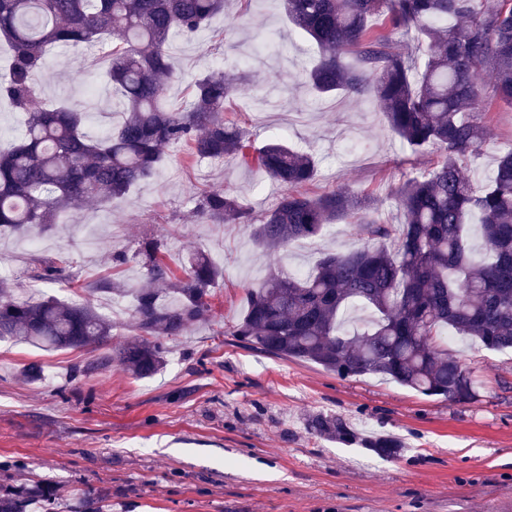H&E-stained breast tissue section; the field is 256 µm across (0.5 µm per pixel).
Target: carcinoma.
Segmentation results:
<instances>
[{
    "label": "carcinoma",
    "instance_id": "cac0c4a2",
    "mask_svg": "<svg viewBox=\"0 0 512 512\" xmlns=\"http://www.w3.org/2000/svg\"><path fill=\"white\" fill-rule=\"evenodd\" d=\"M296 33L317 53L304 86L318 97L369 95L389 133L412 153L439 149L423 172L391 191L401 224L372 216L369 198L341 187L302 191L315 179L312 152L270 140L251 151L249 132L224 118V100L240 75L208 69L197 76L191 101L164 108L160 96L175 78L168 45L173 35L196 36L224 13V0H0V36L12 47L0 96L27 112L23 136L0 151V227L56 224L84 204L110 202L154 175L166 147L181 144L195 158L253 165L283 187L260 220L222 190L199 194L195 213L244 224L261 249L274 253L314 239L339 221H352L361 247L326 253L304 274H269L246 289L230 335L279 358L308 361L342 378L379 375L425 396L468 404L478 394L472 372L448 351L443 330H455L490 351L512 349V147L500 150L488 182L464 174L478 157L485 127L478 116L482 73L493 95L512 106V0H281ZM384 19L387 32L372 27ZM112 36L105 56L112 89L122 98L121 121L93 138L86 114L68 104L34 108V75L52 47L94 48ZM409 37L423 65L395 51ZM276 30L256 35L273 51ZM479 215L481 258L473 256L466 217ZM150 285L126 288L110 280L97 289L130 295L138 338L107 355L131 375L149 379L166 362L163 340L205 320L210 290L224 272L192 252L177 277L154 238L139 242ZM373 314L350 330L352 311ZM112 323L88 303L53 297L19 299L0 287V339L45 350L102 348ZM308 429L395 459L392 434L361 437L339 416L317 413ZM51 484L34 482L0 492V512H27L28 502L52 500Z\"/></svg>",
    "mask_w": 512,
    "mask_h": 512
}]
</instances>
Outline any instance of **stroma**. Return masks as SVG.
I'll return each instance as SVG.
<instances>
[{"instance_id": "obj_1", "label": "stroma", "mask_w": 512, "mask_h": 512, "mask_svg": "<svg viewBox=\"0 0 512 512\" xmlns=\"http://www.w3.org/2000/svg\"><path fill=\"white\" fill-rule=\"evenodd\" d=\"M280 31L279 51L256 54L259 30ZM169 51L177 78L165 105L191 99V84L209 68L241 71L224 115L240 120L261 148L278 133L289 145L313 150L319 162L310 192L347 187L367 194L380 218L400 215L390 184L427 160L387 134L367 96L307 95L301 83L314 53L290 31L277 0H229L212 29L192 39L173 36ZM101 49H52L36 76V106L61 102L88 114L100 136L117 124L119 94L99 63ZM269 90L264 110L254 95ZM488 126L483 153L467 176L483 184L501 147L512 145V107L485 92ZM221 189L261 215L282 187L236 161L189 157L168 147L151 178L114 203H88L67 222L40 233L41 248L25 250V235L0 230V248L17 253L0 284L34 297L91 303L112 323L110 347L134 340L130 298L98 291L103 280L128 288L145 284L136 262L118 263L144 236L160 239L173 271L190 251L204 250L224 271L211 290V312L187 335L166 340L164 368L134 378L100 351H45L0 340V489L37 479L57 488L59 507L100 495L112 512H512V351L481 348L455 337L449 349L471 370L478 398L464 405L427 397L374 375L341 378L305 361L273 357L231 336L246 288L270 270H311L326 252L360 246L356 225L334 224L321 237L274 256L261 252L249 228L192 216L195 197ZM65 267L58 281H35L45 262ZM29 363L39 380L21 375ZM94 371H87V364ZM336 415L366 431L403 438L401 457L382 459L312 434L313 413Z\"/></svg>"}]
</instances>
